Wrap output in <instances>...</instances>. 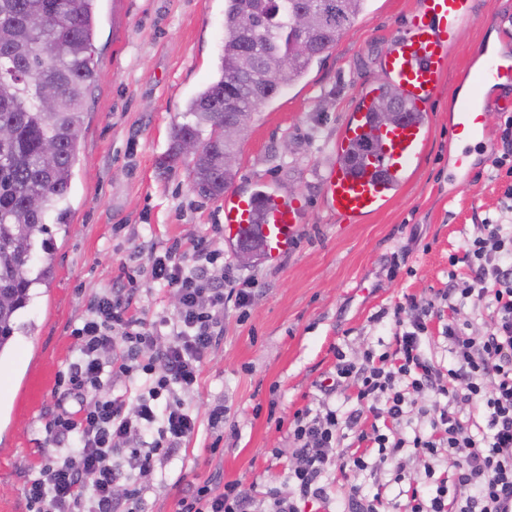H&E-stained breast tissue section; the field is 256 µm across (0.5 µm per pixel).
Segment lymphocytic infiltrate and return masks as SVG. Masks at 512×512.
Wrapping results in <instances>:
<instances>
[{
  "instance_id": "lymphocytic-infiltrate-1",
  "label": "lymphocytic infiltrate",
  "mask_w": 512,
  "mask_h": 512,
  "mask_svg": "<svg viewBox=\"0 0 512 512\" xmlns=\"http://www.w3.org/2000/svg\"><path fill=\"white\" fill-rule=\"evenodd\" d=\"M136 253L119 260L123 272L110 288L95 294L71 335L76 354L60 372L55 406L45 424L54 454L28 476L29 512H133L142 481L173 458L198 432L199 417L183 400L199 386L203 364L224 333V304H249L251 293L211 277L224 263L218 238L203 237L191 247L172 242L152 249L148 279L173 289L174 310L155 321L141 317V288L134 275ZM470 276L443 298L449 309L489 300L492 311L483 332L449 319L445 328L449 368L424 352L434 304L407 297L393 311V351L365 350L361 362L338 360L326 393L355 387L357 407L349 414L324 408L297 411L289 423L294 448L288 491L236 480L218 488L205 482L179 498L178 512H301L304 504L329 508V479L341 477L349 512H385L382 494H368L360 478L377 473L404 455L425 461V482L410 483L404 512H503L512 496V205L485 220L482 233L465 242L462 255ZM424 423L412 437L393 426L408 410ZM374 420L364 431L362 418ZM367 451H348L346 431ZM129 457V470L114 456Z\"/></svg>"
}]
</instances>
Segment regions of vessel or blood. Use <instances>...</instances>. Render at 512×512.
<instances>
[{
	"instance_id": "obj_1",
	"label": "vessel or blood",
	"mask_w": 512,
	"mask_h": 512,
	"mask_svg": "<svg viewBox=\"0 0 512 512\" xmlns=\"http://www.w3.org/2000/svg\"><path fill=\"white\" fill-rule=\"evenodd\" d=\"M474 13V0H423L403 32L381 54L382 83L363 89L336 139L338 161L329 168L322 195L330 212L345 222L380 211L396 199L431 140V103L460 28ZM396 95L401 120L385 121L379 97ZM488 100L473 96L456 113L455 134L486 141ZM302 202L276 192L230 191L224 196V241H258L267 262L292 250L302 228Z\"/></svg>"
}]
</instances>
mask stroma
<instances>
[{
  "instance_id": "35a3bbf8",
  "label": "stroma",
  "mask_w": 512,
  "mask_h": 512,
  "mask_svg": "<svg viewBox=\"0 0 512 512\" xmlns=\"http://www.w3.org/2000/svg\"><path fill=\"white\" fill-rule=\"evenodd\" d=\"M423 0H367L305 78L258 106L238 145L233 187L294 195L305 204L295 249L278 264L244 266L235 247L224 267L254 283L251 304L224 306V334L204 363L199 386L184 400L198 432L159 468L137 512H176L191 484L244 480L287 488V424L296 410L326 403L355 407L346 394L325 395L335 349L352 358L389 349L392 318L404 296L435 300L450 281L468 278L449 264L486 217L504 204L503 181L479 143L452 133L463 96L512 99V83L475 88L478 47L512 66V0H475L446 62L431 112L432 136L400 197L345 224L325 207L323 178L336 162V138L359 91L382 82L383 45L400 33ZM224 45V0H97L94 40L101 77L87 104L68 206V234L52 250L54 276L24 317L35 331L17 337L0 362V512H27L25 481L42 460L43 425L54 406L56 376L74 354L73 323L90 298L111 286L118 259L140 247L180 239L192 244L223 223L222 199L196 191L185 164L162 169L173 126L187 121L188 101L216 75ZM223 402L221 429L206 420Z\"/></svg>"
}]
</instances>
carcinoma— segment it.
<instances>
[{
	"label": "carcinoma",
	"mask_w": 512,
	"mask_h": 512,
	"mask_svg": "<svg viewBox=\"0 0 512 512\" xmlns=\"http://www.w3.org/2000/svg\"><path fill=\"white\" fill-rule=\"evenodd\" d=\"M366 0H225L219 77L188 103L192 121L171 132L167 169L182 158L191 138L201 151L189 167L197 191L218 198L235 173L224 170V94L245 112L305 76L310 65L364 10ZM314 9L324 32L298 49L294 15ZM251 28L248 43L243 31ZM96 0H0V359L15 337L34 331L23 313L53 276V239L68 230V208L86 98L99 79L93 55ZM57 89L53 111L44 110L40 87ZM55 156L46 157V147Z\"/></svg>",
	"instance_id": "cac0c4a2"
}]
</instances>
